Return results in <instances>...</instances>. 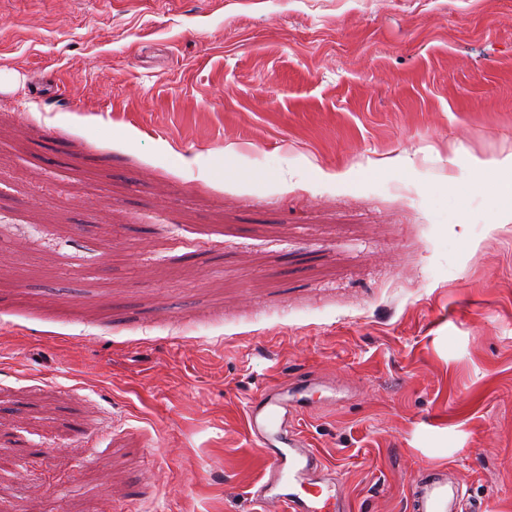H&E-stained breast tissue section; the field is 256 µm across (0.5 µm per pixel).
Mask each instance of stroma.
<instances>
[{"label": "stroma", "instance_id": "stroma-1", "mask_svg": "<svg viewBox=\"0 0 512 512\" xmlns=\"http://www.w3.org/2000/svg\"><path fill=\"white\" fill-rule=\"evenodd\" d=\"M512 0H0V512H512ZM324 179H313L314 171ZM326 386L313 379H295L265 386L246 411V429L266 460L254 499L268 512H332L342 510L341 488L325 478V465L296 425L309 395ZM323 483V485H319ZM410 493L416 512H469L462 486L442 471L414 479Z\"/></svg>", "mask_w": 512, "mask_h": 512}]
</instances>
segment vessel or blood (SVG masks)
Wrapping results in <instances>:
<instances>
[{"mask_svg":"<svg viewBox=\"0 0 512 512\" xmlns=\"http://www.w3.org/2000/svg\"><path fill=\"white\" fill-rule=\"evenodd\" d=\"M322 382L307 378L265 386L246 411V429L266 460L253 493L263 512H337L342 500L338 483L325 477V466L294 424L309 395ZM415 512H469L459 483L433 471L414 479Z\"/></svg>","mask_w":512,"mask_h":512,"instance_id":"b4317fda","label":"vessel or blood"}]
</instances>
